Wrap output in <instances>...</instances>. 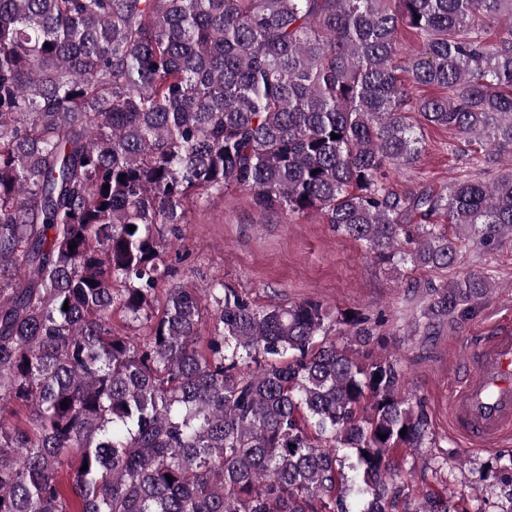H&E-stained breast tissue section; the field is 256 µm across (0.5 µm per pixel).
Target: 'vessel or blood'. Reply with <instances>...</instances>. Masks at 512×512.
<instances>
[{
    "label": "vessel or blood",
    "instance_id": "obj_1",
    "mask_svg": "<svg viewBox=\"0 0 512 512\" xmlns=\"http://www.w3.org/2000/svg\"><path fill=\"white\" fill-rule=\"evenodd\" d=\"M467 365L468 376L450 401L453 428L475 446H500L512 440V325L479 337Z\"/></svg>",
    "mask_w": 512,
    "mask_h": 512
}]
</instances>
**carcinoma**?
Masks as SVG:
<instances>
[{"label":"carcinoma","mask_w":512,"mask_h":512,"mask_svg":"<svg viewBox=\"0 0 512 512\" xmlns=\"http://www.w3.org/2000/svg\"><path fill=\"white\" fill-rule=\"evenodd\" d=\"M422 124L484 153L399 192ZM229 187L397 267L511 238L512 0H0V512H467L410 499L428 414L366 318L169 285L159 226Z\"/></svg>","instance_id":"carcinoma-1"}]
</instances>
